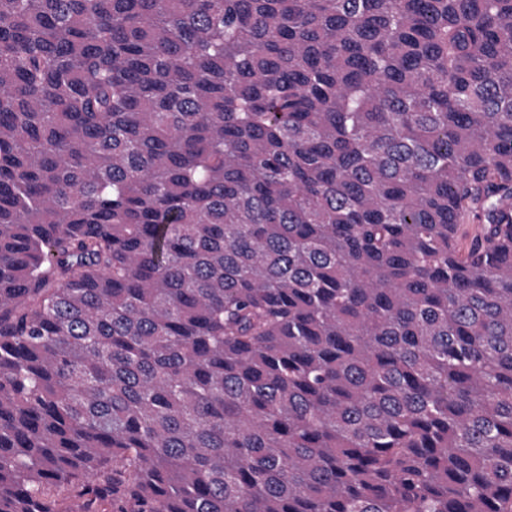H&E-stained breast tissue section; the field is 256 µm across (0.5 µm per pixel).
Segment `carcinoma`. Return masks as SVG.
Returning a JSON list of instances; mask_svg holds the SVG:
<instances>
[{
  "label": "carcinoma",
  "instance_id": "carcinoma-1",
  "mask_svg": "<svg viewBox=\"0 0 512 512\" xmlns=\"http://www.w3.org/2000/svg\"><path fill=\"white\" fill-rule=\"evenodd\" d=\"M512 512V0H0V512Z\"/></svg>",
  "mask_w": 512,
  "mask_h": 512
}]
</instances>
